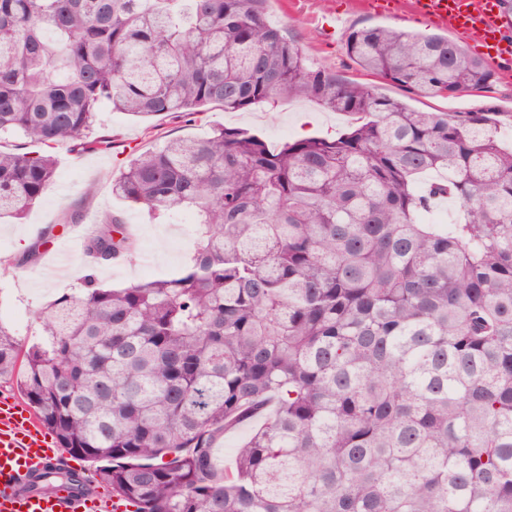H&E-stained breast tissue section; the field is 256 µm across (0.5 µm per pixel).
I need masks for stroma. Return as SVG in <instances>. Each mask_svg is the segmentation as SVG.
I'll use <instances>...</instances> for the list:
<instances>
[{
  "label": "stroma",
  "instance_id": "obj_1",
  "mask_svg": "<svg viewBox=\"0 0 512 512\" xmlns=\"http://www.w3.org/2000/svg\"><path fill=\"white\" fill-rule=\"evenodd\" d=\"M410 2L398 0L393 13L383 14L369 0H269L267 19L286 28L317 63L363 83L366 75L358 71L346 54L347 33L352 27L369 25L434 32V25L415 17ZM491 68L495 73L493 86L479 94L411 98L393 84L379 80L375 86L379 94L410 99L413 107L423 110L468 112L493 107L504 115L499 126L502 140L512 144V73L496 62ZM349 123L345 115L300 100L245 112H227L214 106L202 122L171 115L140 120L119 112H102L99 131L111 136V150L86 152L69 145L58 146L53 151L55 176L40 201L23 219L0 220V318L12 323L21 342H29L40 329L35 311L56 294L79 287L87 272L80 253H72L53 272L42 263L23 268L16 265L24 247L41 228L57 223L75 209L81 211L88 224L104 212L122 211L136 239V256L132 261H118L96 269L95 275L104 285L121 286L148 277L170 276L187 264L193 252L192 234L181 232L175 218L150 220L111 192V177L119 174L132 151L152 148L173 138L202 136L216 125L246 129L277 147L304 134L334 138ZM18 312L23 315L19 321L14 318Z\"/></svg>",
  "mask_w": 512,
  "mask_h": 512
}]
</instances>
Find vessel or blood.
<instances>
[{"instance_id":"1","label":"vessel or blood","mask_w":512,"mask_h":512,"mask_svg":"<svg viewBox=\"0 0 512 512\" xmlns=\"http://www.w3.org/2000/svg\"><path fill=\"white\" fill-rule=\"evenodd\" d=\"M415 12L436 25L473 35L497 62L512 64V37L501 26L497 0H415ZM78 471L60 448L49 447L38 420L15 403L0 405V512H115L117 503L98 488L67 482L44 495L28 491L39 472Z\"/></svg>"}]
</instances>
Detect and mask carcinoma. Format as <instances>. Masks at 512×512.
Masks as SVG:
<instances>
[{"instance_id":"obj_1","label":"carcinoma","mask_w":512,"mask_h":512,"mask_svg":"<svg viewBox=\"0 0 512 512\" xmlns=\"http://www.w3.org/2000/svg\"><path fill=\"white\" fill-rule=\"evenodd\" d=\"M267 0H0V216L55 174L51 150H107L109 108L195 117L304 99L351 118L272 148L214 126L132 157L112 194L197 216L178 273L87 275L0 320L12 381L59 446L132 512H512V145L500 113L425 112L316 64ZM349 58L421 97L494 73L441 35L353 28ZM459 205L446 224L435 203ZM38 232L17 260L39 263ZM121 212L85 236L89 269L135 257ZM263 422L234 465L216 439Z\"/></svg>"}]
</instances>
